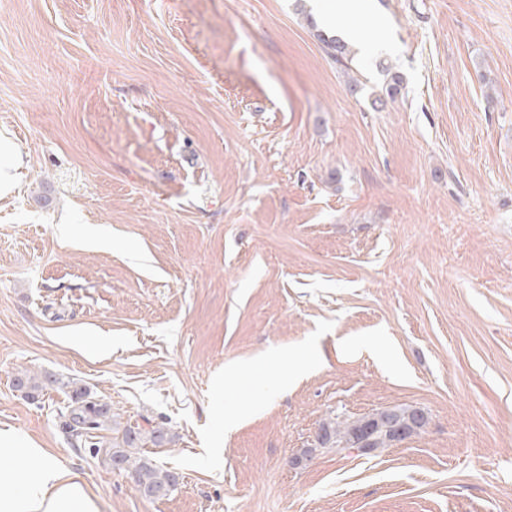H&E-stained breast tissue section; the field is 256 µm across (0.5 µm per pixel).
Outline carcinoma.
I'll return each mask as SVG.
<instances>
[{
    "label": "carcinoma",
    "mask_w": 512,
    "mask_h": 512,
    "mask_svg": "<svg viewBox=\"0 0 512 512\" xmlns=\"http://www.w3.org/2000/svg\"><path fill=\"white\" fill-rule=\"evenodd\" d=\"M322 50L336 65L348 67L350 60L347 46L336 39L320 38ZM15 387L26 396L36 398L45 388V380L30 371H21L14 378ZM114 413L110 408L91 399L87 390H72L71 406L63 428L75 443L83 439L93 440L91 446L102 450L109 457L113 468L133 473L137 491L145 498L166 496L178 484V475L163 469L146 457L138 455V449L147 445L160 447L170 441L169 430L155 424L143 427L126 425L120 440H106L102 431L113 428ZM427 424L425 414L417 409L395 408L383 410L369 417L353 421H329L320 427L319 445L323 448L360 449L387 448L419 433Z\"/></svg>",
    "instance_id": "obj_1"
}]
</instances>
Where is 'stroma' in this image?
<instances>
[{"instance_id": "stroma-1", "label": "stroma", "mask_w": 512, "mask_h": 512, "mask_svg": "<svg viewBox=\"0 0 512 512\" xmlns=\"http://www.w3.org/2000/svg\"><path fill=\"white\" fill-rule=\"evenodd\" d=\"M327 5L0 0V430L100 512H512V0H360L346 70ZM73 382L171 430L174 491L73 446ZM394 407L425 429L317 441ZM13 154L11 143L8 139L0 137V193L2 196L11 191L15 181V173L12 174L10 169H17V162L4 165L2 157H9ZM45 381L53 383L49 378L40 377L38 374L30 371H20L14 378L15 387L24 392L27 397L36 398L40 392L46 387ZM427 424L423 412L411 408L383 410L353 421L323 423L318 435L323 448L357 449L386 448L418 434ZM364 441L363 444L361 442Z\"/></svg>"}]
</instances>
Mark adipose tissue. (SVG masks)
<instances>
[{
  "instance_id": "obj_1",
  "label": "adipose tissue",
  "mask_w": 512,
  "mask_h": 512,
  "mask_svg": "<svg viewBox=\"0 0 512 512\" xmlns=\"http://www.w3.org/2000/svg\"><path fill=\"white\" fill-rule=\"evenodd\" d=\"M19 455L34 469L33 477L23 483L12 463ZM0 512H99V506L77 475L42 448L0 430Z\"/></svg>"
}]
</instances>
